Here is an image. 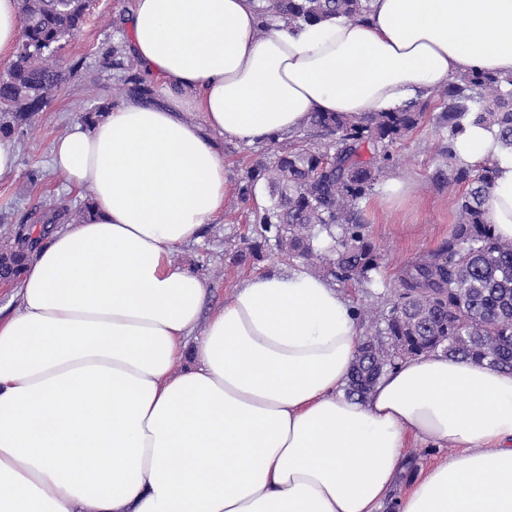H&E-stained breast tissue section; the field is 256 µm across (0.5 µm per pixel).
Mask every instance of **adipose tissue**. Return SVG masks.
Returning a JSON list of instances; mask_svg holds the SVG:
<instances>
[{"label": "adipose tissue", "instance_id": "ef3b65f1", "mask_svg": "<svg viewBox=\"0 0 512 512\" xmlns=\"http://www.w3.org/2000/svg\"><path fill=\"white\" fill-rule=\"evenodd\" d=\"M257 4L135 0L127 47L165 101L125 98L53 142L93 209L0 315V512H380L411 438L461 454L399 512H512V371L408 358L356 400L362 329L330 279L252 274L208 311L174 259L224 215L223 140L512 73V0H371L367 20L300 25ZM453 152L493 163L487 221L512 240V150L468 122Z\"/></svg>", "mask_w": 512, "mask_h": 512}]
</instances>
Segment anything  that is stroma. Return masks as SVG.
Instances as JSON below:
<instances>
[{
    "label": "stroma",
    "instance_id": "obj_1",
    "mask_svg": "<svg viewBox=\"0 0 512 512\" xmlns=\"http://www.w3.org/2000/svg\"><path fill=\"white\" fill-rule=\"evenodd\" d=\"M131 6L132 0H94L87 23L64 50L63 64L73 67V74L36 122L16 135V170L0 179V242L23 215L40 210L46 202L71 208L83 202V194L66 189L63 179L51 169L50 149L53 141L75 123V107L87 96L90 76H98L102 94H111L118 75L111 70L99 71V50L119 41L120 35L111 21L128 13ZM427 102L424 122L394 148L393 165L385 174L386 181L399 178L411 183V195L400 203L381 204L384 187L379 184L359 204L367 232L382 254V264L371 284L344 291L346 298L365 312L382 310L401 269L440 250L460 221L462 189L450 182L448 132L440 128L437 120L440 101L433 94ZM269 154L265 142L246 145L225 141L224 168L229 188L224 197V220L208 225L199 242L175 254L182 265L203 266V276L210 285L207 308L222 305L233 286L251 272H279L289 266L288 259L276 252L254 268L229 262L230 255L242 247L243 238L249 233L254 205L271 201L268 184L263 180L257 183L252 199H241L240 175L245 166L265 160Z\"/></svg>",
    "mask_w": 512,
    "mask_h": 512
}]
</instances>
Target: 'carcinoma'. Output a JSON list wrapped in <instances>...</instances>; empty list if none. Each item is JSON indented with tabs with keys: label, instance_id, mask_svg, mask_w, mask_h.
Segmentation results:
<instances>
[{
	"label": "carcinoma",
	"instance_id": "carcinoma-1",
	"mask_svg": "<svg viewBox=\"0 0 512 512\" xmlns=\"http://www.w3.org/2000/svg\"><path fill=\"white\" fill-rule=\"evenodd\" d=\"M19 10L21 36L9 68L0 74V135L6 137L30 125L67 81L58 53L86 23L90 0H21ZM261 11L295 24L363 21L371 0H264ZM99 69L121 72V83L113 97L78 106L82 123L97 121L128 94L152 99L154 88L125 44L102 49ZM439 98L451 180L464 186L461 222L440 251L403 268L386 310L373 319L362 316L370 332L352 368L351 396L366 397L405 357L440 352L512 370V242L499 239L487 222L494 166L460 165L451 149L466 120L493 129L502 145L512 148V74L462 75L448 82ZM425 111L426 104L415 101L391 112L313 113L306 137L245 167L242 197L253 196L261 179L274 193L269 205L252 209L250 236L231 263L253 265L275 247L292 260H328V275L343 285L371 283L381 254L358 205L389 169L392 148L417 129ZM313 137L322 143H311ZM91 206L88 200L72 211L50 203L37 221L16 224L10 241L0 246V278L19 280L50 230L84 220Z\"/></svg>",
	"mask_w": 512,
	"mask_h": 512
}]
</instances>
